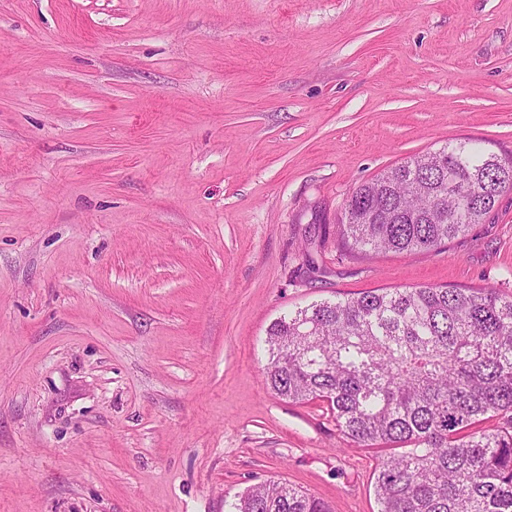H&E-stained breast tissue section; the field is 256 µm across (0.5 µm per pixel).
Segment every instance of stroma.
I'll use <instances>...</instances> for the list:
<instances>
[{"mask_svg": "<svg viewBox=\"0 0 512 512\" xmlns=\"http://www.w3.org/2000/svg\"><path fill=\"white\" fill-rule=\"evenodd\" d=\"M512 152V0H0V512H378L374 450L266 382L270 324L378 288L512 293V192L350 257L353 188ZM235 497L230 512H329L314 495L272 480L251 486Z\"/></svg>", "mask_w": 512, "mask_h": 512, "instance_id": "obj_1", "label": "stroma"}]
</instances>
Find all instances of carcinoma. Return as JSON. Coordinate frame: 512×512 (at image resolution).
Here are the masks:
<instances>
[{"label":"carcinoma","instance_id":"carcinoma-1","mask_svg":"<svg viewBox=\"0 0 512 512\" xmlns=\"http://www.w3.org/2000/svg\"><path fill=\"white\" fill-rule=\"evenodd\" d=\"M448 176L442 221L431 208ZM506 191L512 154L448 143L356 187L338 236L354 257L437 249L466 235ZM380 207L391 208V220L374 219ZM266 344V384L276 395L327 402L352 443L411 445L376 466L379 512H512V294L378 289L285 315ZM503 414L506 426L477 428ZM232 512L327 509L267 480L236 495Z\"/></svg>","mask_w":512,"mask_h":512}]
</instances>
